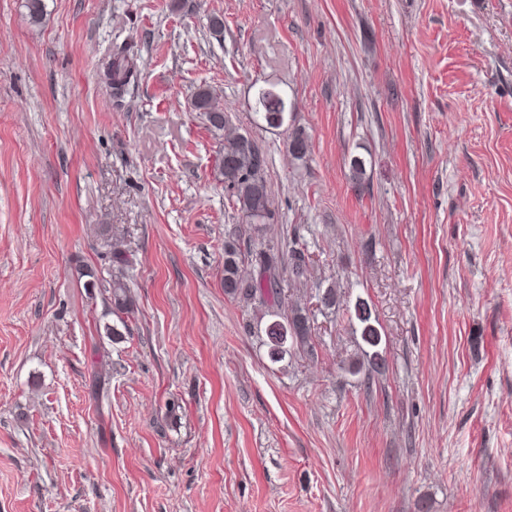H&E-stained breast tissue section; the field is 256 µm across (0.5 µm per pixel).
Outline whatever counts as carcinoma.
I'll return each instance as SVG.
<instances>
[{
    "mask_svg": "<svg viewBox=\"0 0 512 512\" xmlns=\"http://www.w3.org/2000/svg\"><path fill=\"white\" fill-rule=\"evenodd\" d=\"M104 75L112 97L120 99L129 87L138 82L136 62L121 47H116L102 61ZM193 109L205 119L207 129L219 145L217 170L224 185L231 191L232 206L242 224L228 230L224 243V293L246 305L259 304L271 321L264 328L261 342L268 347L271 361L280 362L291 353V348L310 345L313 318L309 309L298 300L285 304L281 288V273L286 271L293 282L308 280L309 268L304 251L290 246L283 251L281 244L267 235L268 226L275 223L272 191L267 181L268 156L266 150L253 137L243 134L233 126L211 90L200 86L192 98ZM259 120L270 128H281L288 121V98L272 84L259 89L254 103ZM286 148L296 160L304 159L310 151L309 139L300 127H287ZM101 236L106 251L102 260L107 264L101 277L93 269H77V279H85L86 290L105 288L109 293L111 313L122 327H128L127 317L134 311L135 300L130 289L128 271L132 258L127 251L112 245V227L101 226ZM243 243L247 255H242L238 243ZM317 299L323 309L336 310L339 297L336 286L318 289ZM287 311H282V308ZM354 317L360 326V336L372 352H364L367 363L379 368L384 359L377 351L381 333L372 320L367 301L359 298L353 306Z\"/></svg>",
    "mask_w": 512,
    "mask_h": 512,
    "instance_id": "1",
    "label": "carcinoma"
}]
</instances>
